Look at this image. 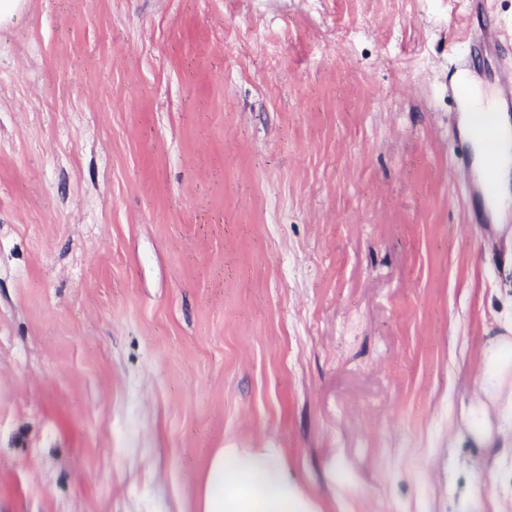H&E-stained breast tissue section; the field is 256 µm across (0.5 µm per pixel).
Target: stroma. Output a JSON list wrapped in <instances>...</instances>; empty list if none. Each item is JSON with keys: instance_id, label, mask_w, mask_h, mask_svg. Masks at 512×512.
<instances>
[{"instance_id": "obj_1", "label": "stroma", "mask_w": 512, "mask_h": 512, "mask_svg": "<svg viewBox=\"0 0 512 512\" xmlns=\"http://www.w3.org/2000/svg\"><path fill=\"white\" fill-rule=\"evenodd\" d=\"M0 23V512H512V264L469 223L460 0H22ZM512 68V0H486ZM486 405L488 437L467 424ZM507 345L506 340L497 339L489 346L486 351V363L489 365L490 370L484 375L485 383L483 389L487 395L492 393L499 382V377L503 371L510 365L503 356V350ZM200 512H312L265 450L217 449L204 476Z\"/></svg>"}]
</instances>
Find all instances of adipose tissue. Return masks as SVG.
Returning a JSON list of instances; mask_svg holds the SVG:
<instances>
[{
    "label": "adipose tissue",
    "mask_w": 512,
    "mask_h": 512,
    "mask_svg": "<svg viewBox=\"0 0 512 512\" xmlns=\"http://www.w3.org/2000/svg\"><path fill=\"white\" fill-rule=\"evenodd\" d=\"M200 512H311L280 459L265 450L217 449L204 476Z\"/></svg>",
    "instance_id": "adipose-tissue-1"
}]
</instances>
